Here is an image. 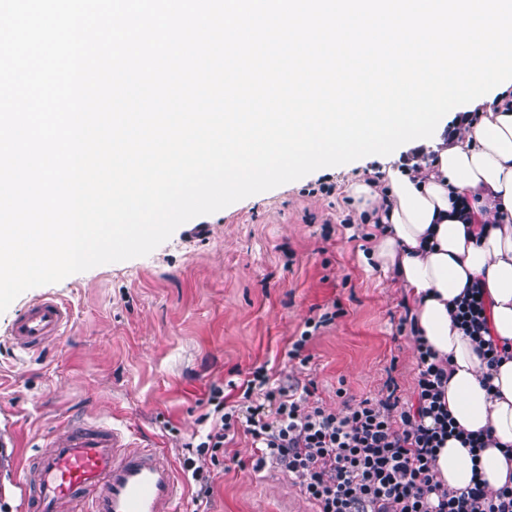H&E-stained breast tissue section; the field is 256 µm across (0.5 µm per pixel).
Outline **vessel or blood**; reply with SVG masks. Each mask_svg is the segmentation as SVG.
<instances>
[{
  "label": "vessel or blood",
  "mask_w": 512,
  "mask_h": 512,
  "mask_svg": "<svg viewBox=\"0 0 512 512\" xmlns=\"http://www.w3.org/2000/svg\"><path fill=\"white\" fill-rule=\"evenodd\" d=\"M71 322L69 307L45 295L15 315L8 334L18 350L37 354ZM11 480L21 490L19 512H177L184 498L160 449L101 419L73 422L46 439Z\"/></svg>",
  "instance_id": "1"
}]
</instances>
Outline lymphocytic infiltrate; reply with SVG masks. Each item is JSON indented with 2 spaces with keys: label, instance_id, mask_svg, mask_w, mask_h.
<instances>
[{
  "label": "lymphocytic infiltrate",
  "instance_id": "lymphocytic-infiltrate-1",
  "mask_svg": "<svg viewBox=\"0 0 512 512\" xmlns=\"http://www.w3.org/2000/svg\"><path fill=\"white\" fill-rule=\"evenodd\" d=\"M454 323L476 342L488 366L501 355L488 339L484 291L466 288L451 311ZM415 402L401 401L394 382L380 397L358 399L337 389L340 409L325 405L314 383L270 378L257 368L241 384V396L227 404L224 389L212 387L204 435L191 443L182 468L197 498L212 492L211 469L238 435L250 439L255 468L274 464L299 484L316 512H512V487L451 490L434 472L439 448L456 437L478 450L488 434L457 430L444 401L448 374L424 341H417Z\"/></svg>",
  "mask_w": 512,
  "mask_h": 512
}]
</instances>
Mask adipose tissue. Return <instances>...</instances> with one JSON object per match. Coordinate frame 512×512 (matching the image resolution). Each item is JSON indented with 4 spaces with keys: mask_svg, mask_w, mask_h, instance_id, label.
<instances>
[{
    "mask_svg": "<svg viewBox=\"0 0 512 512\" xmlns=\"http://www.w3.org/2000/svg\"><path fill=\"white\" fill-rule=\"evenodd\" d=\"M482 108L478 120L438 145L431 166L416 174L388 167L379 184L347 188L358 210L379 219L370 259L405 289L410 319L447 370L445 401L457 427L490 431L495 441L474 456L446 439L435 469L456 490L476 475L491 490L512 486V459L503 453L512 445V358L488 368L450 317L465 288L479 284L493 338L512 347V93Z\"/></svg>",
    "mask_w": 512,
    "mask_h": 512,
    "instance_id": "adipose-tissue-1",
    "label": "adipose tissue"
}]
</instances>
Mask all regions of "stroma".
<instances>
[{
  "mask_svg": "<svg viewBox=\"0 0 512 512\" xmlns=\"http://www.w3.org/2000/svg\"><path fill=\"white\" fill-rule=\"evenodd\" d=\"M426 145L409 143L318 169L179 226L149 255L73 274L30 289L0 313V416L20 441L18 459L73 415L97 414L128 426L181 464L184 442L200 436L211 386L240 382L266 366L272 375L315 381L339 408L337 388L357 398L394 381L411 399L415 342L399 331L404 289L367 265L373 225L354 217L345 193L353 178L429 164ZM333 185L324 194L320 185ZM66 301L73 324L37 355L19 352L7 328L25 302L45 293ZM338 308L308 346L307 365L289 360L308 318ZM238 438L213 472V491L187 490L179 512H314L283 469L252 467Z\"/></svg>",
  "mask_w": 512,
  "mask_h": 512,
  "instance_id": "35a3bbf8",
  "label": "stroma"
}]
</instances>
